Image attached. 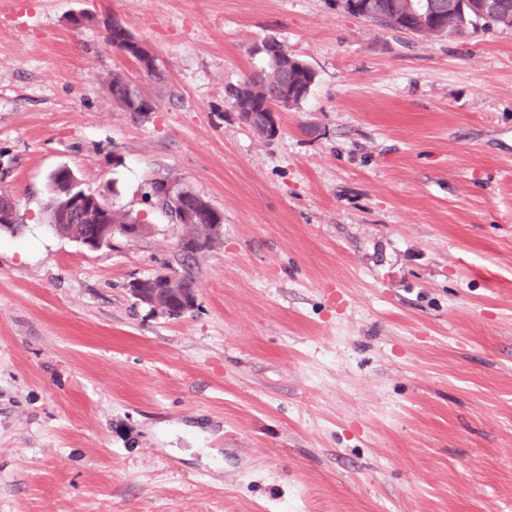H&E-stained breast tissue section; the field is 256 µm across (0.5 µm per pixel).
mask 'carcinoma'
Here are the masks:
<instances>
[{"instance_id":"obj_1","label":"carcinoma","mask_w":512,"mask_h":512,"mask_svg":"<svg viewBox=\"0 0 512 512\" xmlns=\"http://www.w3.org/2000/svg\"><path fill=\"white\" fill-rule=\"evenodd\" d=\"M501 4V11L491 16L482 12L480 0H455L454 12L450 15L446 0H414L416 12L425 15L427 35L437 37L443 29L446 36L459 39L468 37L480 25L512 29V0H501ZM344 9L395 32L419 34L416 18L410 19L392 8V0H345ZM107 42L113 49L127 52L147 76L158 82L165 81L166 72L156 55L147 48L136 49L141 40L115 18L107 29ZM265 44V67L227 90L230 107L238 113L239 119L264 136L270 125V103L282 99L286 109L300 104L309 95L316 78L315 71L280 41L269 38ZM109 89L120 107L139 118L155 109L152 100L137 85L130 84V80L119 74L112 76ZM74 192L72 182H62L59 174H50L45 212L48 223L55 225V232L66 237L80 229L68 210ZM181 205L197 210L201 224L196 230L199 235L207 234L210 224L224 223V216L218 210L187 187L181 195Z\"/></svg>"}]
</instances>
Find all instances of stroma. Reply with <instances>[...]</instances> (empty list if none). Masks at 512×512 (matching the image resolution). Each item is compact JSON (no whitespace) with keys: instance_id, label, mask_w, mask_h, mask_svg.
<instances>
[{"instance_id":"1","label":"stroma","mask_w":512,"mask_h":512,"mask_svg":"<svg viewBox=\"0 0 512 512\" xmlns=\"http://www.w3.org/2000/svg\"><path fill=\"white\" fill-rule=\"evenodd\" d=\"M268 37L316 72L271 139L226 97ZM61 166L147 234L90 251L51 230ZM163 178L223 214L205 253L144 199ZM0 191L24 218L0 235V512H512V29L405 35L342 0H0ZM166 272L193 282L178 317L129 292ZM105 26L107 30V42L113 49L127 52L130 59L134 60L140 69L155 81H165L166 72L159 63L156 55H154L148 47H146V49L135 48L138 44L144 45L143 41L136 38L120 21L115 18H112L110 28L107 27L106 22ZM119 74L112 76L109 89L112 99L126 112H131L139 118L147 116L148 112H154L155 106L151 99L146 97L139 87Z\"/></svg>"}]
</instances>
